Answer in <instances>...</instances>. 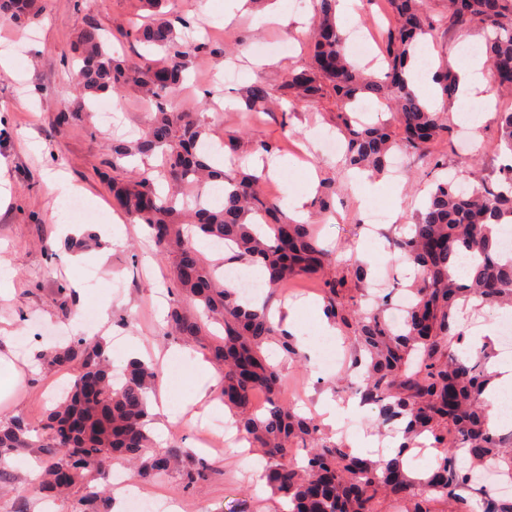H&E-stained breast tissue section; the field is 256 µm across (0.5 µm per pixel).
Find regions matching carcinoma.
Returning a JSON list of instances; mask_svg holds the SVG:
<instances>
[{"label":"carcinoma","mask_w":512,"mask_h":512,"mask_svg":"<svg viewBox=\"0 0 512 512\" xmlns=\"http://www.w3.org/2000/svg\"><path fill=\"white\" fill-rule=\"evenodd\" d=\"M171 0H142L152 21L131 22L121 32L142 44L157 61L138 62L112 54L101 28L90 22L74 47L78 65L73 109L56 116L65 128L88 117L98 95L126 86L136 88L150 106L139 137L112 144L113 205L145 225L160 252L172 257V278L181 299L173 304L168 335L198 347L220 374L218 395L236 418L238 432L265 461L272 495L285 512H473L470 476L493 466L512 480V436L488 425L485 394L492 382L489 347L461 358L451 344L462 341L457 314L471 300L475 309L512 306V257L503 256L495 227L512 224V163L499 168L495 182L462 188L455 177L435 179L409 231L392 245L412 261L420 276L410 288L413 301L400 330L382 309L360 313L345 279L326 274L330 252L318 241L313 224L298 223L276 201L263 196V178L246 170L229 173L203 149L207 122L198 112H176L169 99L186 79L189 58L211 51L207 43L188 45L164 8ZM318 24L312 35L308 68L294 72L273 95L255 82L245 91V107L312 99L332 90L350 168L387 172L398 145L390 125L361 124L344 107L362 98L386 99L406 149L421 156L443 134L453 133L445 111L430 107L407 78L417 40L432 31L427 0H391L396 23L385 47L387 71L378 78L353 66L336 24V0H313ZM37 16L35 0H0V19L18 26ZM448 24L489 28L486 46L492 71L509 70L497 87L512 89V0H448ZM441 101L454 99L458 74L446 68L436 76ZM497 145L512 151V109L497 113ZM212 184L224 185L218 205L202 201ZM222 240L232 259L254 263L267 272L272 290L297 278L322 284L324 311L351 340L362 369V402L375 406L378 423L401 424L402 452L392 458L356 455L330 440L320 426L294 411L282 397V380L263 350L277 344L299 357L294 336L271 321L268 305L251 308L235 290L224 287L216 265L198 249L196 238ZM203 307L223 329L215 336L192 310ZM46 369L73 374L72 387L47 412L37 439L20 416L0 419V460L37 449L41 473L37 488L46 498H75L74 512H112L114 500L106 475L121 458L141 481L176 471L185 490L206 480L208 459L177 445L158 448L147 427V399L158 381L156 370L131 360L123 379L112 378V363L101 339L73 337L37 353ZM265 393L268 407L253 409ZM440 451L426 478L413 476L404 453L423 441ZM482 512H512V500L482 493Z\"/></svg>","instance_id":"obj_1"}]
</instances>
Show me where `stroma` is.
Listing matches in <instances>:
<instances>
[{"label": "stroma", "instance_id": "obj_1", "mask_svg": "<svg viewBox=\"0 0 512 512\" xmlns=\"http://www.w3.org/2000/svg\"><path fill=\"white\" fill-rule=\"evenodd\" d=\"M38 17L17 27L0 21V45L14 71L0 68V162L6 167L10 190L8 201L0 205V280L8 279L10 291L0 298V348L15 351L19 376L15 388L0 393V410L25 419L32 431H39L45 415L61 394L55 386L56 371L34 364L32 357L46 347L45 330L51 324H64L71 335H109L113 365L125 366L127 337H137L148 362L159 365V383L166 393L167 406L177 413L176 422L166 423L158 433V446L176 443L198 451L195 424L181 415V408L192 401L201 384L189 376L190 364L180 354L182 345L165 333V318L176 299L171 275L172 260L162 255L147 239L143 225L133 223L112 207V196L100 173L113 140L129 141L144 127L148 111L137 90L124 88L117 94H104L97 102L116 108L111 127L101 126L96 116L75 125L58 128L57 113L72 107L71 93L76 83L69 48L88 22H96L114 48L135 56V44L122 41L118 31L140 15L139 0H99L88 8L85 0H38ZM279 24H256V10L225 16V0H175L174 15L189 20L180 28L183 40L201 38L204 27H212L210 52L192 55L190 80L173 97L178 111L201 112L210 122V139L218 142L229 135L240 138V153L251 156L250 133L271 141L274 154L287 160L286 170L277 178L265 180L262 191L268 198L286 205L307 186V171L317 174L316 195L331 199L329 212L309 206L308 216L318 227L321 241L336 251L341 275L349 288L358 283L351 277L356 252L375 256L372 276L394 274L395 284L405 288L414 277L404 256L393 249L385 234L366 236L365 226L374 212L387 216V227L414 223L417 210L431 186L430 159H438L439 176L464 173L471 159H478L486 180H497L504 163L495 148V119L485 116L484 103L474 99L466 107L457 102L446 106L447 120L462 133L454 141L433 142L429 157L403 152L404 169L382 175L385 192L364 196L363 185L346 170L342 154L324 149L323 135L338 136L339 105L331 95L310 101L286 104L284 112L245 111L241 97L254 81L277 91L294 71L309 61L308 29L314 23L312 4L295 7L293 0H282ZM445 0H428L434 20L433 31L417 47L416 58L427 71L437 72L446 65L467 63L470 47L484 48L488 31L448 28ZM339 29L350 34L366 28L372 42L364 55L365 68L383 75L378 66L394 19L386 0H358L352 12L336 16ZM64 171L71 183L82 190L84 211L66 215V198L50 193L46 186L49 172ZM76 234L95 233L96 258L76 260L65 248L62 227ZM98 275L97 287L84 283L86 270ZM70 289L73 306L70 318H62L57 291ZM109 304L110 319L100 323L102 304ZM292 331L303 349L301 361H288L274 355L283 384L284 399L297 404L306 414H314L316 395L333 391L343 407L340 423H354L359 433L376 434L377 413L371 408L346 409L348 385L356 374L348 373L346 362L351 347L339 340L343 362L328 365V354L321 347L324 335L315 310L303 309L296 316ZM246 447H228L222 454L208 453L213 470L206 481L185 492L179 476L170 472L146 482L149 495L178 501L180 512H273L272 499L252 478L246 464ZM26 456L14 457L0 465V512H42L44 504L21 472Z\"/></svg>", "mask_w": 512, "mask_h": 512}]
</instances>
